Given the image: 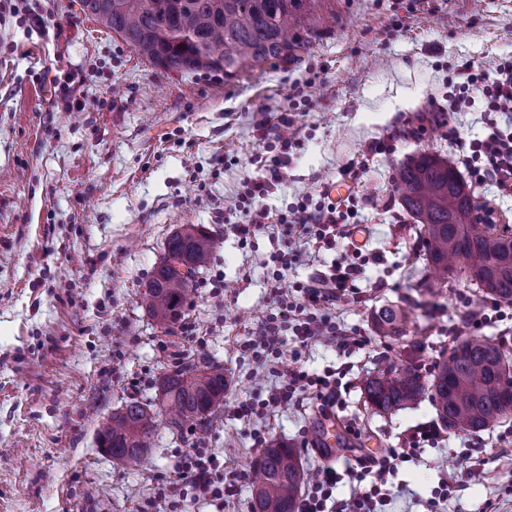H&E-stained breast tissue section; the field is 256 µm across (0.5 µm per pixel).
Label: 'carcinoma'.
Returning <instances> with one entry per match:
<instances>
[{
  "instance_id": "obj_1",
  "label": "carcinoma",
  "mask_w": 512,
  "mask_h": 512,
  "mask_svg": "<svg viewBox=\"0 0 512 512\" xmlns=\"http://www.w3.org/2000/svg\"><path fill=\"white\" fill-rule=\"evenodd\" d=\"M321 0H82L84 12L117 34L150 63L167 72L222 70L232 76L246 68L288 55L291 30ZM401 204L421 225L419 245L439 280L457 270L491 299L512 303V226L497 228L471 218L477 206L448 161L421 153L402 163L394 176ZM219 242L189 224L167 243V256L188 270L159 266L144 285L142 306L168 333L184 315L189 287ZM383 337L403 335L405 314L392 307L374 317ZM431 380L411 366L386 368L364 380L366 401L377 413L399 410L431 393L448 431L479 432L512 416V393L504 375L512 362L486 336L456 342L438 362ZM224 368L204 362L168 373L161 384L160 409L137 400L125 402L98 432L112 460L136 469L147 456L157 417L170 427L205 425L224 402ZM253 512H295L302 468L294 449L274 443L254 463Z\"/></svg>"
}]
</instances>
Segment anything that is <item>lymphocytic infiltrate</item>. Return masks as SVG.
<instances>
[{"label":"lymphocytic infiltrate","mask_w":512,"mask_h":512,"mask_svg":"<svg viewBox=\"0 0 512 512\" xmlns=\"http://www.w3.org/2000/svg\"><path fill=\"white\" fill-rule=\"evenodd\" d=\"M459 83L453 96L454 107H462L469 101L471 93H479L484 109L500 116L484 138L465 139L454 134L453 140L464 166L472 167L476 182L495 185L503 192L512 191V57L501 58L485 66L463 62L458 69ZM295 119L291 114L280 113L276 122L262 121L257 129L262 137H277L280 151L264 164L262 176L250 179L244 190L234 199L226 201L228 213L242 212L245 223L235 225L234 231L241 240H248L256 233L265 231L268 213L258 208L257 203L266 199L280 186L288 174L292 151L299 144L295 136ZM354 210L350 205L335 200L317 203L302 202L278 217V237L281 250L272 256L273 262L287 263L295 259L297 240L307 236L317 246L335 247L344 235ZM368 256L355 261L333 264L328 272L318 279L303 284L300 296L279 293L280 312L275 319L260 323L247 342L256 357L276 352L280 326H289L300 345L325 342L338 354L363 349L367 340L362 336L348 334L341 329L330 314L336 302L351 290V284L361 275ZM278 383L261 387L252 401L240 402L232 407L238 416H268L284 406L299 402L309 395L319 401L322 408L336 404L340 395V384L334 371L311 375L303 371L284 370ZM441 437L438 425L428 423L420 426L404 442L403 447L390 449L382 455L355 456V467L347 476L355 488L348 498L336 501V512H381L391 499L388 478L398 463L416 457L422 445L438 442ZM247 478L246 471H225L224 464L206 446L204 439L192 441L182 464L181 480L169 490L172 505H179L184 496L213 503L223 502L234 496L238 485Z\"/></svg>","instance_id":"obj_1"}]
</instances>
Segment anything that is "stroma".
<instances>
[{
	"mask_svg": "<svg viewBox=\"0 0 512 512\" xmlns=\"http://www.w3.org/2000/svg\"><path fill=\"white\" fill-rule=\"evenodd\" d=\"M81 0H0V512H220L208 502L171 508L161 488L176 481L191 428L160 427L144 464L130 470L98 445L112 411L160 399L175 366L224 367V405L203 435L230 469L251 470L261 452L254 432L295 448L305 474L344 471L359 449L400 447L437 413L430 396L377 414L364 379L410 361L412 344L432 362L452 347V324L483 306L464 276L433 281L410 259L418 226L394 186L396 168L420 153L456 164L449 136L476 138L492 116L475 100L447 112L457 68L512 56V0H322L300 27L288 58L234 77L200 70L168 73L86 16ZM38 13L46 28L30 26ZM73 95L82 109L67 108ZM295 114L301 145L287 180L264 200L270 221L301 201L346 184L364 225L363 245L335 249L300 241L299 260L279 270L270 232L241 241L224 201L260 176L273 155L261 139L264 114ZM390 151L364 159L373 141ZM367 161L359 182L344 168ZM198 224L221 241L193 281L183 322L161 330L140 307L143 284L168 239ZM368 255L356 291L334 314L367 346L337 355L322 343L299 346L282 328L279 361L247 347L253 330L277 314L281 285L305 284L332 263ZM384 304L409 315L406 336L377 335ZM346 367L343 402L330 415L354 426L335 453L314 449L323 415L315 400L270 417L234 416L260 376ZM479 462L480 480L434 495L451 469ZM386 512H512V417L489 432L456 431L401 463L389 479Z\"/></svg>",
	"mask_w": 512,
	"mask_h": 512,
	"instance_id": "35a3bbf8",
	"label": "stroma"
}]
</instances>
